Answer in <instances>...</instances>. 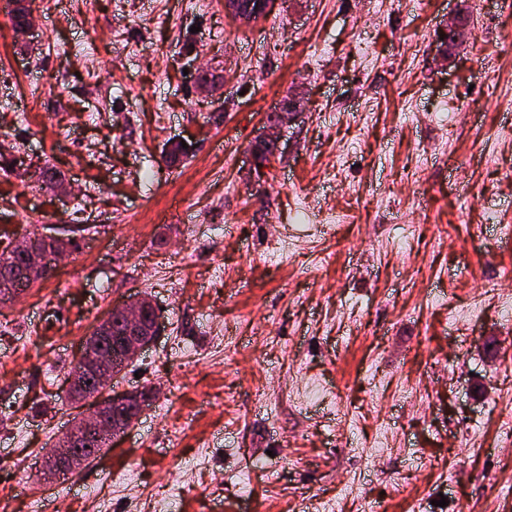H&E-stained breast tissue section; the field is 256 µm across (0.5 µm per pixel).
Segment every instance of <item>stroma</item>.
<instances>
[{
	"instance_id": "35a3bbf8",
	"label": "stroma",
	"mask_w": 512,
	"mask_h": 512,
	"mask_svg": "<svg viewBox=\"0 0 512 512\" xmlns=\"http://www.w3.org/2000/svg\"><path fill=\"white\" fill-rule=\"evenodd\" d=\"M27 6L28 38L0 15V230L87 231L0 303V512H512V0ZM47 164L69 196L28 182ZM141 293L160 331L119 386L157 398L44 480L71 361ZM255 3V4H254ZM225 11L233 13L236 17L245 23L252 21L257 22L261 18H264L267 14V2L264 0L248 1L241 3L238 1H224Z\"/></svg>"
}]
</instances>
